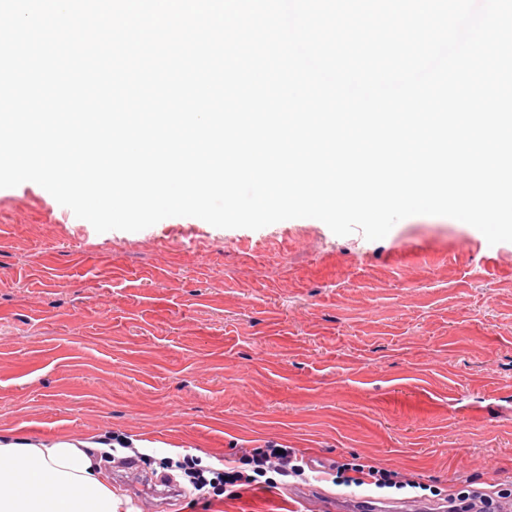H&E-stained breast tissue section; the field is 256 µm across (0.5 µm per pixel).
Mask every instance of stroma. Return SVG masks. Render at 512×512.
<instances>
[{
  "label": "stroma",
  "instance_id": "stroma-1",
  "mask_svg": "<svg viewBox=\"0 0 512 512\" xmlns=\"http://www.w3.org/2000/svg\"><path fill=\"white\" fill-rule=\"evenodd\" d=\"M0 429L125 434L153 474L272 441L489 487L512 478V242L425 215L377 241L312 218L99 233L36 183L0 189ZM296 509L280 484L160 512Z\"/></svg>",
  "mask_w": 512,
  "mask_h": 512
}]
</instances>
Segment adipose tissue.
<instances>
[{
    "label": "adipose tissue",
    "instance_id": "adipose-tissue-1",
    "mask_svg": "<svg viewBox=\"0 0 512 512\" xmlns=\"http://www.w3.org/2000/svg\"><path fill=\"white\" fill-rule=\"evenodd\" d=\"M111 433L89 439L0 431V512H124L103 456Z\"/></svg>",
    "mask_w": 512,
    "mask_h": 512
}]
</instances>
